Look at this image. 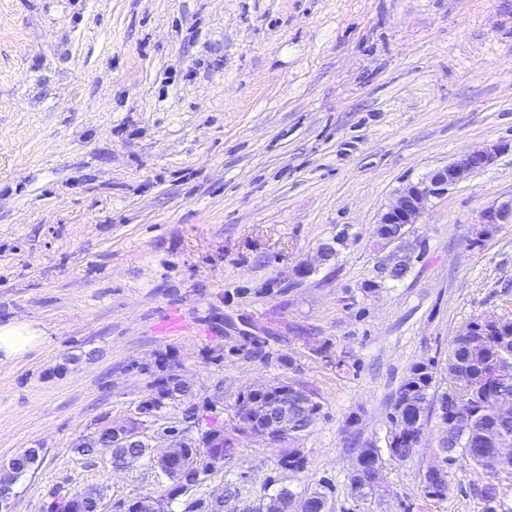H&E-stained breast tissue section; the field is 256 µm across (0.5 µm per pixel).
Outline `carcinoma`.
I'll list each match as a JSON object with an SVG mask.
<instances>
[{"mask_svg": "<svg viewBox=\"0 0 512 512\" xmlns=\"http://www.w3.org/2000/svg\"><path fill=\"white\" fill-rule=\"evenodd\" d=\"M447 387H440L436 381L435 366L420 363L415 365L408 378L400 386L392 406L389 420L400 417L418 421L417 433L398 446L388 444L389 456L398 461H407L418 454L422 444L425 424L433 412H440L441 424L446 429L440 441V450L456 454L469 466L487 472V460L495 452V441L501 438L512 440V415L507 416L499 410L502 404H512V338L504 343L494 336H471L467 339L453 336L448 347L446 368ZM477 384L471 397L478 400L474 413L465 419L454 418V399L448 389L452 387L467 388ZM288 397L280 394L275 387L265 395V402L277 404L288 400V407L293 411L295 437L307 433L316 424L321 405L311 396L296 390V384L286 382ZM197 463L189 465L181 480L175 487L169 488V498L173 499L190 486L199 483V469L210 471L206 464L209 448L197 449ZM118 457L129 464L151 458L149 445L140 448H120ZM358 455L366 458L367 471L364 475H351L350 489L356 499H365L376 494L372 484V470L381 466L378 449L367 447L358 449ZM40 457V449L29 448L23 453L9 459L0 467V485L7 487L16 484L19 478L31 471ZM424 491L433 498H444L448 492L445 477L433 478L431 472L424 474ZM334 489L326 481L320 487L303 497H296L288 488L282 487L272 494L261 493L255 498L243 496V490L235 483L224 486V512H312L323 509L330 512ZM476 495L485 504L484 512H496L493 503L497 500V488L487 482L476 490Z\"/></svg>", "mask_w": 512, "mask_h": 512, "instance_id": "1", "label": "carcinoma"}]
</instances>
